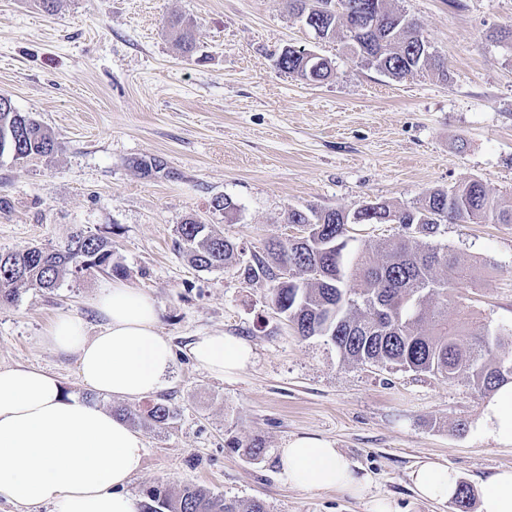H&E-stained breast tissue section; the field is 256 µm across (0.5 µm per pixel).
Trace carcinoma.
I'll use <instances>...</instances> for the list:
<instances>
[{"instance_id":"carcinoma-1","label":"carcinoma","mask_w":512,"mask_h":512,"mask_svg":"<svg viewBox=\"0 0 512 512\" xmlns=\"http://www.w3.org/2000/svg\"><path fill=\"white\" fill-rule=\"evenodd\" d=\"M288 9L305 18L319 15L325 37L338 31L364 33L366 51L349 46L366 64L394 78H403L426 66L446 75L436 56L417 53L425 37L415 22L388 6L387 0H346L336 12V0H286ZM183 52L195 44L190 25L172 22ZM304 49L281 51L276 66L305 82H322L332 73L328 60L318 56L303 63ZM0 95V139L9 136L15 160L51 154L55 139L30 114L19 112ZM393 222L402 233L350 252L354 237L342 222L341 210H311L288 214L290 224H311L310 236H293L288 242H269L253 253L242 269L248 281L273 283L270 300L278 313L292 323L304 339L321 337L331 342L345 361L391 366L428 373L446 380L460 377L483 392H492L512 380V359L500 350L512 345V328H492L477 321L465 305L462 290L474 282L476 267L462 264L446 247L424 242L443 224H512V209H503L481 181L468 180L453 188L426 192L411 207L378 202L369 224ZM189 262L202 270L231 263L236 246L207 225L190 218L178 227ZM70 242L78 249L46 250L32 246L0 253V298L10 301L21 287L52 290L68 276L91 269L122 277L125 269L112 261V240L77 231ZM358 281L363 288L348 287ZM458 304V321L448 320V301ZM123 420L143 419L155 426L166 424L175 409L155 402L142 413L115 410ZM141 512H267L264 501L226 500L212 497L196 486L174 494L156 486L147 491Z\"/></svg>"}]
</instances>
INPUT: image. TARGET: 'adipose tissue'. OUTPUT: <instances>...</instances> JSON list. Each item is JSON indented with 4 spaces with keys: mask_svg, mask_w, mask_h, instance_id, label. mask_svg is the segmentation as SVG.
<instances>
[{
    "mask_svg": "<svg viewBox=\"0 0 512 512\" xmlns=\"http://www.w3.org/2000/svg\"><path fill=\"white\" fill-rule=\"evenodd\" d=\"M96 308L100 331L88 335L84 322L59 316L47 344L77 358L79 375L92 389L119 399L155 394L172 370L170 342L156 330L157 309L146 294L116 285ZM196 363L221 377L247 368L249 343L213 333L191 346ZM479 430L497 445L512 446V382L500 385L483 404ZM145 455L142 436L112 413L65 395L61 383L24 365L0 367V497L54 512H139L126 491ZM280 477L288 486L368 496L371 481L334 442L296 436L280 451ZM418 498H455L458 472L434 460L417 462L409 474ZM477 512H512V468L495 470L482 482Z\"/></svg>",
    "mask_w": 512,
    "mask_h": 512,
    "instance_id": "obj_1",
    "label": "adipose tissue"
}]
</instances>
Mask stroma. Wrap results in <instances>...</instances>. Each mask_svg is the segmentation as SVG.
Returning a JSON list of instances; mask_svg holds the SVG:
<instances>
[{
	"instance_id": "1",
	"label": "stroma",
	"mask_w": 512,
	"mask_h": 512,
	"mask_svg": "<svg viewBox=\"0 0 512 512\" xmlns=\"http://www.w3.org/2000/svg\"><path fill=\"white\" fill-rule=\"evenodd\" d=\"M447 63L395 79L364 66L344 35L317 38L285 0H0V94L30 113L55 152L0 157V253L63 246L79 230L112 240L124 284L149 294L174 367L158 393L177 415L131 426L147 446L127 490L192 484L268 512H460L416 497L408 473L425 458L477 488L512 467V447L480 434L484 394L463 379L345 362L323 338L302 339L271 305L268 281L238 264L202 270L177 234L188 218L234 243L243 261L296 235L290 210H352L365 201L414 205L429 189L478 178L512 206V0H392ZM189 19L196 46L182 53L169 27ZM326 58L333 75L306 83L280 71L286 46ZM237 209H215L218 198ZM434 244L476 265L466 294L481 318L512 327V224H444ZM113 277L88 271L53 290L20 289L0 303V366L45 369L65 394L112 410L91 393L72 355L44 341L55 319L101 320L95 298ZM249 342L255 359L224 378L194 361L197 337ZM465 430H458V423ZM334 441L373 479L369 497L302 491L278 477L289 438ZM261 439L253 461L229 440Z\"/></svg>"
}]
</instances>
